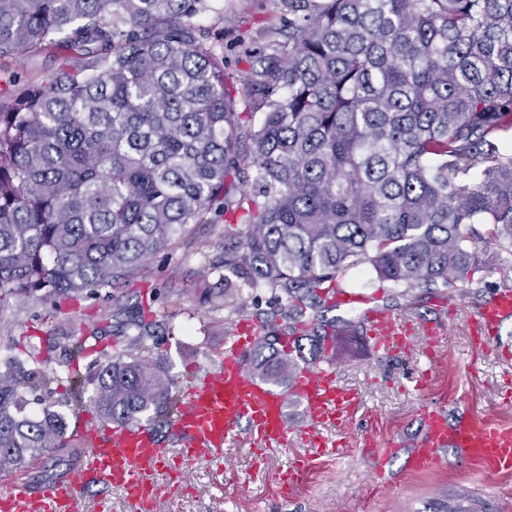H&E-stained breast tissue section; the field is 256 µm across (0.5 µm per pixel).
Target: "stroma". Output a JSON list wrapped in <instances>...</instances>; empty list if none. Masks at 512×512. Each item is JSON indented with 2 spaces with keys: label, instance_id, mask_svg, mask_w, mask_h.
<instances>
[{
  "label": "stroma",
  "instance_id": "obj_1",
  "mask_svg": "<svg viewBox=\"0 0 512 512\" xmlns=\"http://www.w3.org/2000/svg\"><path fill=\"white\" fill-rule=\"evenodd\" d=\"M219 3L223 14H209L205 22L223 32L224 53L231 59L238 54V35L262 47L268 41L267 26L280 23L270 0ZM76 57L75 51L58 45L21 64L1 67L0 75L15 73L21 80L39 82L64 59ZM235 245V237L223 225L199 226L171 249L151 257L141 277L120 287L99 289L59 310L38 295L10 300L0 306V356L22 354L35 327L44 351L62 358L68 345L80 340L83 325L92 323L122 349L128 322L147 307L153 314V337L141 355L184 383L186 375L214 365L224 348L229 322L224 312L206 302L202 286L217 283L224 254ZM511 262V255L501 254L497 261L477 265L469 286L451 288L459 308L439 362L422 387L416 384L425 363L419 348L395 355L377 353L359 323L361 306L326 312V319L354 322L337 336L334 360L340 382L361 397L359 412L336 436L340 443L336 454L319 455L297 440L284 452L230 448L224 462L239 469V487L226 485L222 467L194 461L185 466L159 512H406L409 503L416 512H438L443 505H455L463 493L481 495L483 512H499L504 481L474 474L459 452H445L439 469L418 474L406 471L403 457H396L389 466L390 482L382 484L372 475L363 442L392 436L403 447H413L423 435L422 407L436 402L443 404L452 423L473 412L512 424V359L494 351L472 356L463 329L469 312L501 288V267ZM294 455L308 458L309 467L301 492L287 497L276 474ZM84 463L79 450L66 460L47 454L20 477L37 487L76 472Z\"/></svg>",
  "mask_w": 512,
  "mask_h": 512
}]
</instances>
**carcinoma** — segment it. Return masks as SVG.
<instances>
[{"label": "carcinoma", "instance_id": "obj_1", "mask_svg": "<svg viewBox=\"0 0 512 512\" xmlns=\"http://www.w3.org/2000/svg\"><path fill=\"white\" fill-rule=\"evenodd\" d=\"M268 62L226 74L204 24L209 0H0V61L56 43L77 51L39 83L0 89V302L78 300L140 275L190 227L236 224L215 308L274 292L251 354L278 384V333L302 325L317 352L338 335L325 291L367 265L408 293L465 283L480 246L512 255V0H273ZM248 141L246 150L241 142ZM90 338L89 397L102 424L169 426L176 383ZM0 359V472L77 447L76 373L45 372L65 399L27 414L30 346Z\"/></svg>", "mask_w": 512, "mask_h": 512}]
</instances>
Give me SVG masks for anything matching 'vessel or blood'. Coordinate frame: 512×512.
<instances>
[{"label":"vessel or blood","mask_w":512,"mask_h":512,"mask_svg":"<svg viewBox=\"0 0 512 512\" xmlns=\"http://www.w3.org/2000/svg\"><path fill=\"white\" fill-rule=\"evenodd\" d=\"M510 320L512 289L503 288L471 314L468 334L472 350H489L497 342L502 325ZM363 325L375 349L388 355L403 350L412 338L423 339L425 355L432 363L448 333L446 319L418 324L412 317L378 304L365 310ZM258 338L259 330L251 320L235 321L218 363L186 387L172 419V428L181 439L177 450L165 448L143 424L99 429L78 424L76 435L86 442L85 469L36 489L15 478L0 480V512H85L83 488L89 484L121 491L127 512H155L167 493L166 486L157 480L158 473L177 472L193 458L223 459L225 448L230 446H286V405L292 396L303 407L302 439L321 454L334 455L336 445L327 434L343 428L357 412L358 395L340 384L336 364L326 356L299 367L289 388L273 386L245 364L247 350ZM421 413L426 435L408 450V471L435 470L443 451L456 450L472 471L484 477L512 475V426L477 414L452 425L434 406L423 407ZM306 469L305 458L290 459L278 475L281 487L297 493Z\"/></svg>","instance_id":"1"}]
</instances>
